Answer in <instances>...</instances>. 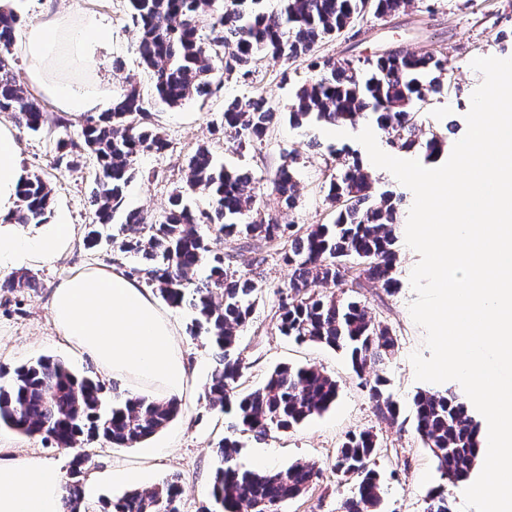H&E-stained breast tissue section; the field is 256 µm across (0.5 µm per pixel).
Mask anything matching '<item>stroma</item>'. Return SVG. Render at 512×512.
<instances>
[{
	"instance_id": "obj_1",
	"label": "stroma",
	"mask_w": 512,
	"mask_h": 512,
	"mask_svg": "<svg viewBox=\"0 0 512 512\" xmlns=\"http://www.w3.org/2000/svg\"><path fill=\"white\" fill-rule=\"evenodd\" d=\"M77 5L102 10L112 23V52L105 55L97 70L101 82L117 89L132 79L142 90H149L150 75L141 66L135 49V31L126 17V0H19L17 12L25 20L47 7L66 9ZM391 47L411 53L431 47L444 51L448 79L430 93L428 105L418 115V125L423 133L440 134L448 144H455L466 132L465 116L471 107V96L483 80L472 68V60L487 56L512 58V0H416L414 7L391 18L366 16L357 21L354 30L325 40L317 54L322 58L357 61ZM315 76L309 61L286 64L267 59L255 67L249 83H241L230 75L209 96L159 109L153 121L169 148L162 154L148 152L139 156L137 166L141 175L127 188L128 207L160 216L172 192L183 184L188 159L205 144L224 166L244 167L252 172L262 193L264 209L276 214L280 223H330L334 209L323 185L336 166L335 150L346 146L358 153L361 143L351 138L327 137L323 126L316 123L293 126L285 117L272 128L262 145L243 151L231 138L215 130L226 101L261 92L281 107L295 90L309 84ZM44 112L46 122L40 133L22 129L17 132L22 161L28 173L41 175L51 186L52 211L66 214L75 229V242L54 267L34 270L38 288L14 292L0 288V367L11 370L38 357L52 356L81 373L91 370L93 364L78 359L60 343L48 305L53 287L89 265L126 270L140 265L141 260L113 251L108 240L93 248L86 245L85 235L92 220L90 194L94 169L89 164L74 171L56 167L59 114L49 105ZM288 153L297 157L294 176L298 192L290 208L282 205L271 189L274 173ZM370 172L377 191L387 190L402 198L396 226L397 291L386 293L379 284L369 281L353 291L371 315L388 324L395 334V353L384 364L358 373L341 353L280 335L276 329V291L287 284L290 267L272 250L265 252L260 263L248 247L240 249L234 258L235 267L260 285L259 302L248 324L239 332V350L246 366L243 390L262 384L274 367L283 363L324 370L339 385L338 398L330 410L294 429L273 433L265 439L248 432L236 435L241 447L234 462L242 468H251L253 455L260 448L268 453L270 468L284 469L298 460L315 463L319 468L318 479L304 494L286 502L282 512H338L341 500L351 493L352 483L336 474L332 461L345 435L352 431L370 430L378 437L376 466L384 484L383 512H423L428 491L440 482L437 462L416 434L409 406L417 392L450 390L459 394L463 388L455 381L430 383L415 378L410 356L425 351L426 346L425 331L413 321L409 311L415 298L410 274L420 260L404 240L414 195L389 171L374 166ZM172 314L181 325L177 344L196 367V396L182 399L176 419L145 444L113 448L94 441L84 444L82 451L89 457V472L102 476L99 493L119 495L128 490V483L112 475L113 468L118 466L141 468L139 482L143 485L177 473L182 477V512H198L213 481L216 445L224 436L227 418L222 411L210 408L204 396L215 367L213 348L204 338L194 337V314L189 307L173 309ZM378 376L386 380L388 393L400 406L397 422L381 419L370 396L368 384ZM0 446L11 453L36 452L60 472L69 470L70 455L57 451L42 437H28L5 427L0 429Z\"/></svg>"
}]
</instances>
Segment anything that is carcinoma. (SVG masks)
<instances>
[{"label": "carcinoma", "instance_id": "1", "mask_svg": "<svg viewBox=\"0 0 512 512\" xmlns=\"http://www.w3.org/2000/svg\"><path fill=\"white\" fill-rule=\"evenodd\" d=\"M127 2L137 53L153 79L151 97L130 81L112 96V111L88 116L77 133L60 122L63 137L56 142L55 164L70 170L94 162L96 188L87 242L97 245L96 225H120L118 251L145 261L129 275L146 278L170 307L187 303L196 310L195 326L217 350L206 392L209 406L235 412L237 424L258 438L287 431L330 409L338 385L317 368L280 365L263 385L247 393L238 391L244 371L238 332L252 316L259 291L253 279L232 265L238 240H249L255 249L282 247V259L293 269L288 285L278 291L280 334L340 351L359 373L392 354L397 339L365 305L336 295V289L346 281L352 264L359 268L358 276L381 283L386 291L397 288L395 224L401 198L375 193L362 161L349 160L346 149H338L326 194L336 207L332 223L295 230L262 210L247 170L216 163L203 146L189 158L184 185L172 195L161 218L129 210L125 191L140 175L137 158L169 147L151 118L152 110L177 107L195 95L210 93L226 74L234 73L245 82L267 57L285 63L304 58L320 69V76L295 93L287 105L290 121L342 127L370 116L391 146L404 152L421 150L431 159L444 153L445 140L435 133L421 139L416 107L443 82V53L398 50L361 67L348 59L315 57L319 42L350 29L366 8L385 18L406 11L414 0H281V7L272 10L263 6V0ZM19 22L16 13L0 9V112L13 114L19 126L37 133L45 125L43 107L21 84L12 65L11 46ZM278 115L266 96L254 93L225 104L220 127L241 149L262 143ZM295 160L286 156L271 181L272 190L290 207L295 203ZM190 193L204 195L210 208H188L183 200ZM51 195L49 184L40 175H31L20 190L16 223H48ZM203 224L224 236L228 250L210 249L200 232ZM204 264L209 273L201 279ZM0 286L17 291L32 288L35 282L21 273ZM370 392L381 416L396 420L400 410L386 392L385 380L376 378ZM179 411L175 397H123L98 378L77 375L50 356L11 373L0 367V424L51 440L62 450L85 440L131 448L167 427ZM411 415L443 480L428 494L424 512H448L447 484L465 480L480 455L478 425L465 402L452 392L417 393ZM237 448L238 442L228 438L218 443L220 464L208 504L200 512H277L283 503L302 495L320 473L307 462L280 470H242L232 464ZM378 448L371 430L345 436L333 467L346 478L354 475V489L340 502L338 512H380L384 487L375 468ZM87 462L86 455L71 462L65 512H181L176 474L120 496L86 501Z\"/></svg>", "mask_w": 512, "mask_h": 512}]
</instances>
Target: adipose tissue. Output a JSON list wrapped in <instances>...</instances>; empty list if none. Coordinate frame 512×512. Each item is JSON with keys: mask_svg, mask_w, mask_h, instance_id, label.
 Instances as JSON below:
<instances>
[{"mask_svg": "<svg viewBox=\"0 0 512 512\" xmlns=\"http://www.w3.org/2000/svg\"><path fill=\"white\" fill-rule=\"evenodd\" d=\"M26 80L36 95L67 115L105 112L112 91L101 85L97 67L112 48V25L99 10H61L33 16L18 31ZM28 173L15 127L0 121V277L26 266H53L71 247L65 217L36 235L21 233L13 216ZM58 336L112 378L179 397L195 370L175 344L178 323L153 291L112 268H84L64 278L50 294ZM0 512H63L59 470L36 454L0 459Z\"/></svg>", "mask_w": 512, "mask_h": 512, "instance_id": "obj_1", "label": "adipose tissue"}]
</instances>
